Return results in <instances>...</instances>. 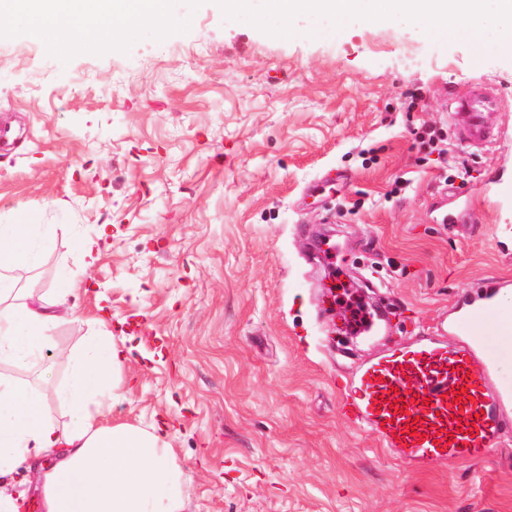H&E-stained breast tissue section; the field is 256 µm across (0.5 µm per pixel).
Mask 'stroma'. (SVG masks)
I'll list each match as a JSON object with an SVG mask.
<instances>
[{
    "mask_svg": "<svg viewBox=\"0 0 512 512\" xmlns=\"http://www.w3.org/2000/svg\"><path fill=\"white\" fill-rule=\"evenodd\" d=\"M224 0H174L164 38L62 55L26 23L0 29V224L47 239L20 285L71 289L18 382L64 387L59 349L112 334L131 349L113 422L171 432L184 512H512V426L483 460L416 471L352 425L356 369L402 336H440L465 298L512 279V206L486 182L512 164V57L418 19L394 29L272 34ZM506 101L498 148L460 145L442 102L472 84ZM444 134L447 156L422 146ZM466 180L446 184L445 162ZM409 187L395 195L396 179ZM469 203L443 223L445 201ZM106 249L87 256L76 239ZM362 286L383 327L351 338L353 309L315 257Z\"/></svg>",
    "mask_w": 512,
    "mask_h": 512,
    "instance_id": "obj_1",
    "label": "stroma"
}]
</instances>
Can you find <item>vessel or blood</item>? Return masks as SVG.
<instances>
[{"label":"vessel or blood","instance_id":"obj_1","mask_svg":"<svg viewBox=\"0 0 512 512\" xmlns=\"http://www.w3.org/2000/svg\"><path fill=\"white\" fill-rule=\"evenodd\" d=\"M505 108L491 85H470L450 97L449 119L463 145L491 148L498 138L489 116ZM490 184L496 203H512L507 165L495 168ZM485 322L512 335V321L501 322L485 294L460 309L452 340H419L363 365L348 395L354 422L411 467L483 457L503 437L512 404V389L493 384L497 365L483 347Z\"/></svg>","mask_w":512,"mask_h":512}]
</instances>
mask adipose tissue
I'll return each instance as SVG.
<instances>
[{"instance_id":"obj_1","label":"adipose tissue","mask_w":512,"mask_h":512,"mask_svg":"<svg viewBox=\"0 0 512 512\" xmlns=\"http://www.w3.org/2000/svg\"><path fill=\"white\" fill-rule=\"evenodd\" d=\"M261 1L285 26L302 21L340 27L362 20L392 26L423 17L436 33L476 51L492 23L501 52L512 55V0H224V9L250 16ZM171 12L172 0H0V21L35 20L36 35L50 33L62 50L76 38L109 48L143 25L165 35ZM40 236L39 225L21 211L0 225L1 364H34L51 328L75 316L68 289H55L47 300L17 286ZM129 353L111 337L90 336L81 351L66 354L70 380L53 395L70 412L61 426L45 414L50 395L0 375V512H22L24 497L2 485L21 469L40 492L42 512H182L183 474L164 435L109 416L124 396L114 372Z\"/></svg>"}]
</instances>
